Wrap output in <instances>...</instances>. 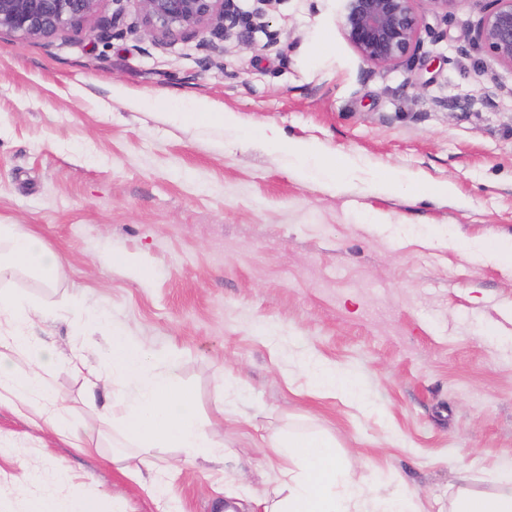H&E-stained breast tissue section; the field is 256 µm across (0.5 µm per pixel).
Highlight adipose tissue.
I'll list each match as a JSON object with an SVG mask.
<instances>
[{"mask_svg":"<svg viewBox=\"0 0 512 512\" xmlns=\"http://www.w3.org/2000/svg\"><path fill=\"white\" fill-rule=\"evenodd\" d=\"M21 271L50 286L63 276L65 262L38 235L17 224H0V281ZM0 314L9 324L8 331L0 333V405L64 437L71 447L90 451L91 443L62 417L64 399L52 384L55 350L31 336L35 317L47 316V309L27 294L0 290ZM17 354L28 357L29 372H16L13 357ZM159 358V352L113 333L112 344L88 387L89 392L101 389L106 393L100 414L111 416L120 434L140 453L174 447L181 449L188 462L200 458L223 462V448L186 410L172 376L156 370ZM300 363L316 389L362 400L350 371L311 355L301 356ZM265 443L277 460L275 495L266 500L265 512H414L413 494L402 491L370 497L358 489L337 468L328 438L288 440L275 435ZM451 512H512V478L490 491L459 486Z\"/></svg>","mask_w":512,"mask_h":512,"instance_id":"adipose-tissue-1","label":"adipose tissue"}]
</instances>
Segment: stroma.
I'll return each instance as SVG.
<instances>
[{
	"label": "stroma",
	"mask_w": 512,
	"mask_h": 512,
	"mask_svg": "<svg viewBox=\"0 0 512 512\" xmlns=\"http://www.w3.org/2000/svg\"><path fill=\"white\" fill-rule=\"evenodd\" d=\"M344 5L273 0L267 29H237L212 58L200 35L139 29L136 0L102 6L122 11V37L0 33V224L66 258L53 286L0 289L57 308L33 334L63 359L78 343L96 366L116 329L172 351L158 370L227 450L217 465L154 449L166 494L147 496L128 475L141 457L114 448L63 363L65 418L98 449L1 407L0 512L39 493L100 512H262L276 473L260 438L275 433L327 435L352 482L416 494L423 512H448L459 469L484 490L512 465V269L468 253L512 238V69L463 45L485 0L431 18L417 60L390 69L348 44ZM199 100L230 120L187 119ZM270 127L316 144L319 162L298 171L261 143ZM333 160L345 168L329 186L319 166ZM385 170L424 194L381 191ZM440 182L454 194H427ZM304 353L353 372L369 410L315 390ZM226 391L242 394L229 417Z\"/></svg>",
	"instance_id": "35a3bbf8"
}]
</instances>
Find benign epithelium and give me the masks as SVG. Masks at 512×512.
<instances>
[{"label": "benign epithelium", "mask_w": 512, "mask_h": 512, "mask_svg": "<svg viewBox=\"0 0 512 512\" xmlns=\"http://www.w3.org/2000/svg\"><path fill=\"white\" fill-rule=\"evenodd\" d=\"M103 0H0V31L31 40L49 41L70 29L85 30L95 18L97 35L120 25L121 16L100 15ZM141 24L165 39L187 32L210 33L201 46L216 51L240 26L265 15L271 0H255L262 7L242 10L236 0H137ZM464 0H346L341 19L343 35L368 65L393 68L416 55L423 35L431 31L427 16L448 19ZM465 40L483 49L488 58L512 68V0H487L482 15L467 27Z\"/></svg>", "instance_id": "1"}]
</instances>
